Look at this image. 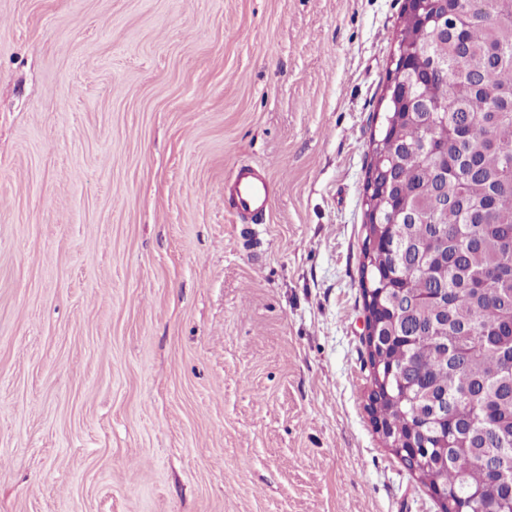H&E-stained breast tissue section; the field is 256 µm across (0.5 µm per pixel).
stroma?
Returning a JSON list of instances; mask_svg holds the SVG:
<instances>
[{
	"label": "stroma",
	"instance_id": "1",
	"mask_svg": "<svg viewBox=\"0 0 512 512\" xmlns=\"http://www.w3.org/2000/svg\"><path fill=\"white\" fill-rule=\"evenodd\" d=\"M404 3L0 0V512H437L367 409ZM228 200L243 222H254L269 209L273 188L265 175L250 165L238 167L225 184Z\"/></svg>",
	"mask_w": 512,
	"mask_h": 512
}]
</instances>
